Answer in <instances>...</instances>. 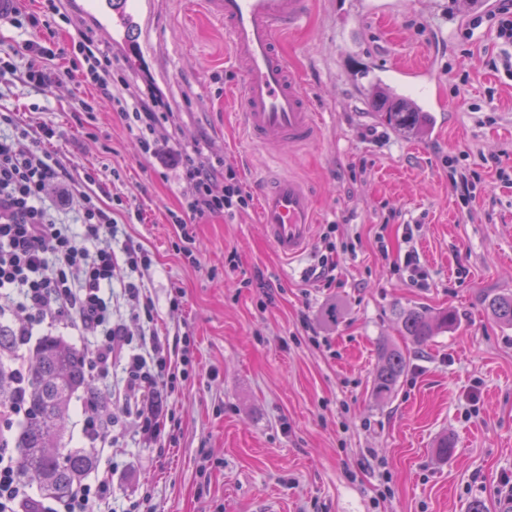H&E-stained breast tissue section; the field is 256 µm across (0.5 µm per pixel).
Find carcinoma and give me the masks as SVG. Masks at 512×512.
Here are the masks:
<instances>
[{
  "mask_svg": "<svg viewBox=\"0 0 512 512\" xmlns=\"http://www.w3.org/2000/svg\"><path fill=\"white\" fill-rule=\"evenodd\" d=\"M393 101V109L380 114V120L400 134L426 135V115L416 111L406 98L395 97ZM488 309L495 319L512 326V294L493 297ZM400 321L403 336L422 347L437 333L448 330L455 316L448 309L411 308L400 313ZM25 342L16 327L0 323V404L18 399L25 410L18 431L9 437L0 435V448L13 449L20 479L37 482L46 498L63 499L97 464L94 449L68 447L72 400L80 396L85 404L104 412L109 401L88 382L84 350L57 336L43 337L28 352L24 351ZM380 358L372 391L377 400L385 401L394 392L409 358L389 344L381 347Z\"/></svg>",
  "mask_w": 512,
  "mask_h": 512,
  "instance_id": "1",
  "label": "carcinoma"
}]
</instances>
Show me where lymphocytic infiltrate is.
<instances>
[{
	"mask_svg": "<svg viewBox=\"0 0 512 512\" xmlns=\"http://www.w3.org/2000/svg\"><path fill=\"white\" fill-rule=\"evenodd\" d=\"M77 29L69 42V68L58 69L54 35L58 24ZM20 36L13 44L0 42V78L8 76L25 88L46 90L76 78L92 95L78 98L75 109L84 115L113 112L137 140L142 155L162 159L170 142L167 113L160 102L131 90L112 71L110 58L94 40L80 32V22L62 15L59 0H41L38 11L15 12L10 20ZM54 128L33 130L14 113L0 109V317L24 315L20 333L32 336L35 327L59 322L91 337L86 371L93 385H106L116 363L124 365V384L110 389L113 402L142 399L135 418L139 432L164 447L176 440L180 420L175 411L158 416L148 398L173 394L194 368L195 341L185 332L168 339L155 331L156 306L144 279L152 265L146 249L120 235L117 208L92 186L97 178L85 172L74 180L63 160L46 145ZM180 178L190 186L168 221L177 235L191 240L194 224L215 216H235L252 202L236 170L223 158L205 154L192 144L177 153ZM69 204L72 221L60 219L58 208ZM335 225H325L316 265L309 276L328 287L336 279V254H354V244L336 243ZM120 282L140 323L131 335L119 318L112 295ZM112 495V472L103 470L90 483L74 486L63 502L64 512H102ZM31 495L16 477L12 455L0 448V512H28Z\"/></svg>",
	"mask_w": 512,
	"mask_h": 512,
	"instance_id": "obj_1",
	"label": "lymphocytic infiltrate"
}]
</instances>
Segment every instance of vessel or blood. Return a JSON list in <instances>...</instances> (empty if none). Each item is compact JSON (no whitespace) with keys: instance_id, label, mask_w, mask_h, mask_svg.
Masks as SVG:
<instances>
[{"instance_id":"vessel-or-blood-1","label":"vessel or blood","mask_w":512,"mask_h":512,"mask_svg":"<svg viewBox=\"0 0 512 512\" xmlns=\"http://www.w3.org/2000/svg\"><path fill=\"white\" fill-rule=\"evenodd\" d=\"M207 14L223 24L231 59L240 75V115L250 141L278 152L281 145L308 147L322 137L318 115L298 73L280 50L281 38L309 17L312 0H203ZM90 8L101 28L127 40L145 21L149 0H92ZM393 87L429 92L437 78L430 66L392 69ZM257 218L264 236L285 261L308 251L316 223L309 186L291 176L255 184Z\"/></svg>"}]
</instances>
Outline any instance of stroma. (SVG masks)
Wrapping results in <instances>:
<instances>
[{"label": "stroma", "mask_w": 512, "mask_h": 512, "mask_svg": "<svg viewBox=\"0 0 512 512\" xmlns=\"http://www.w3.org/2000/svg\"><path fill=\"white\" fill-rule=\"evenodd\" d=\"M354 3L313 0L306 27L283 39L323 135L271 155L241 139L226 93L235 69L224 28L201 0H155L136 57L98 32L87 0H62L132 81L169 103L180 139L207 142L245 186L270 171L311 186L319 224L337 225V238L356 245L355 255H339L328 288L308 278L314 252L283 261L252 209L197 225L191 248L201 264H189L167 221L188 190L174 166L143 158L111 112L76 123L71 113L86 88L64 84L40 96L0 84L1 106L54 127L76 172L95 168L97 190L129 197L142 213L125 230L152 258L158 327L195 339V373L157 401L162 413L176 407L175 447H151L126 423L114 428L121 453L98 458L113 468L112 512H126L146 490L160 512H467L475 500L506 512L499 490L512 481V327L487 305L512 293V181L485 162L495 157L512 170V76L490 66L502 52L492 29L461 40L462 0H389L367 16ZM424 61L445 109L432 114L427 135L410 139L378 122L365 89L391 63ZM452 157L485 175L467 208L448 183ZM406 224L415 227L425 289L392 267ZM258 271L282 287L265 307L260 290L243 285ZM177 288L184 298L175 307ZM419 307L452 309L456 323L427 346H409L408 372L388 401H376L378 347L400 342V312ZM304 313L318 342L299 325ZM444 434L456 443L447 460L434 451Z\"/></svg>", "instance_id": "obj_1"}]
</instances>
